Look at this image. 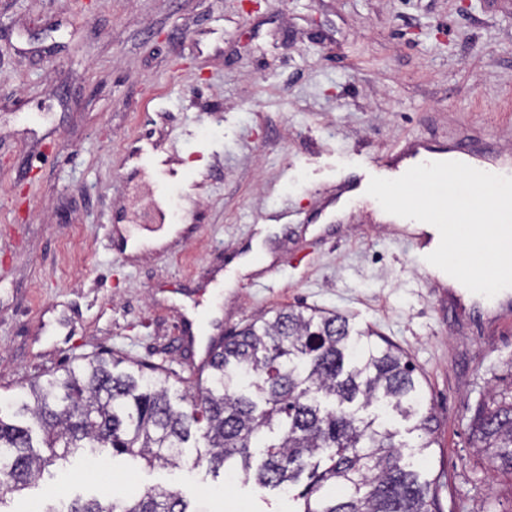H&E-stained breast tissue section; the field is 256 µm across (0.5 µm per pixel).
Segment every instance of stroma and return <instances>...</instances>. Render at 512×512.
Masks as SVG:
<instances>
[{
    "mask_svg": "<svg viewBox=\"0 0 512 512\" xmlns=\"http://www.w3.org/2000/svg\"><path fill=\"white\" fill-rule=\"evenodd\" d=\"M158 145L180 181L132 159ZM512 154V0H0V403L74 357L164 366L194 396L180 328L208 335L297 307L337 311L403 350L435 418L414 457L442 512L491 501L470 419L512 389V330L421 277L340 184L423 141ZM195 225L176 252L116 231ZM84 451L24 494L30 512L165 484L192 512H291L278 491L196 465Z\"/></svg>",
    "mask_w": 512,
    "mask_h": 512,
    "instance_id": "stroma-1",
    "label": "stroma"
}]
</instances>
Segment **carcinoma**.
Here are the masks:
<instances>
[{
    "label": "carcinoma",
    "mask_w": 512,
    "mask_h": 512,
    "mask_svg": "<svg viewBox=\"0 0 512 512\" xmlns=\"http://www.w3.org/2000/svg\"><path fill=\"white\" fill-rule=\"evenodd\" d=\"M184 410L158 366L79 356L0 406V507L79 448L110 450L154 468H178L204 444L214 475L236 470L261 489L288 491L293 512H438L436 482L403 462L391 420L434 444L415 369L403 351L353 333L339 313L281 310L224 340ZM481 451L512 475V394L493 393L471 418ZM43 512H106L97 499ZM112 512H191L162 486L116 500Z\"/></svg>",
    "instance_id": "cac0c4a2"
}]
</instances>
